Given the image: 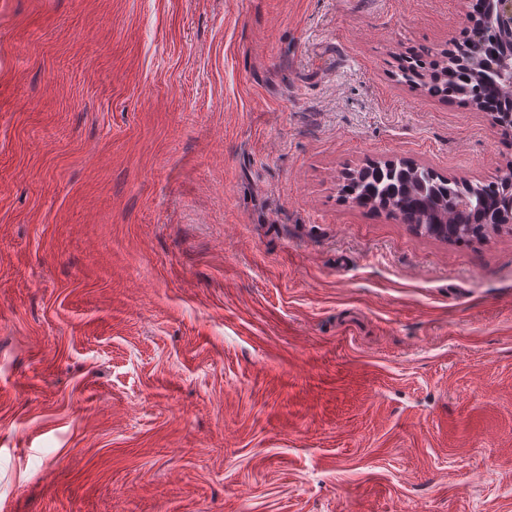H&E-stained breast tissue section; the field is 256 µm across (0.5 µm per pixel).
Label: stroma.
<instances>
[{
	"label": "stroma",
	"mask_w": 512,
	"mask_h": 512,
	"mask_svg": "<svg viewBox=\"0 0 512 512\" xmlns=\"http://www.w3.org/2000/svg\"><path fill=\"white\" fill-rule=\"evenodd\" d=\"M473 5L0 0V512H512V227L341 193L512 165ZM489 0H479L482 12L471 16L465 35L452 43L436 64L429 82L423 74L425 59L413 54L402 59L398 67L401 81L424 86L427 92L444 99L458 100L465 105L487 110L490 103L498 122L512 127V76L501 75L499 61L504 55L500 37L481 34L486 25Z\"/></svg>",
	"instance_id": "1"
}]
</instances>
